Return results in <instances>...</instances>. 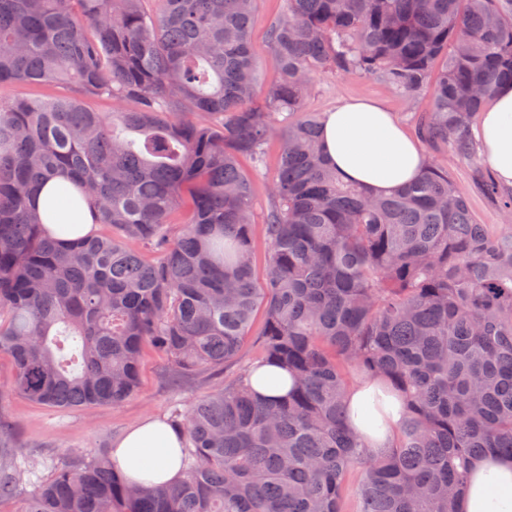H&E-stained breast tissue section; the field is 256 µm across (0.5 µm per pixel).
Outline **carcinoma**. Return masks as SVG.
I'll use <instances>...</instances> for the list:
<instances>
[{
	"mask_svg": "<svg viewBox=\"0 0 512 512\" xmlns=\"http://www.w3.org/2000/svg\"><path fill=\"white\" fill-rule=\"evenodd\" d=\"M257 0H0V85H69L0 97V355L11 391L51 408L117 405L152 345L173 379L238 362L258 308L261 357L167 423L182 477L133 484L106 451L74 452L28 483L0 427V502L19 512H457L473 460L512 457V222L481 224L432 162L372 196L327 164L323 117L304 111L321 73L413 93L433 150L474 162L475 188L512 218L473 124L512 86V0H284L264 53ZM105 96L114 112H93ZM279 131L271 205L251 175ZM60 173L107 234L65 244L30 207ZM267 265L257 277V240ZM263 365L292 379L265 399ZM379 378L406 414L376 450L346 425L345 393ZM355 509L344 508L346 478ZM69 90L70 88L54 87L47 85H12L4 88L0 87V96L4 98H9L12 96L20 95L29 98H42L62 94L65 91L69 92Z\"/></svg>",
	"mask_w": 512,
	"mask_h": 512,
	"instance_id": "1",
	"label": "carcinoma"
}]
</instances>
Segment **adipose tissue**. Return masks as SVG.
<instances>
[{
    "mask_svg": "<svg viewBox=\"0 0 512 512\" xmlns=\"http://www.w3.org/2000/svg\"><path fill=\"white\" fill-rule=\"evenodd\" d=\"M487 165L512 187V88L499 90L473 130ZM327 163L368 192L390 193L417 180L427 167L420 143L409 136L382 105L353 100L327 112L321 130ZM61 178L45 180L31 204L46 227L67 242L95 231L84 200L62 199ZM350 425L373 447L390 445L403 418L401 402L383 394L380 380L357 379L350 387ZM182 435L166 422L147 417L113 444L112 457L136 483L169 484L182 473ZM459 512H512V460L496 453L474 462Z\"/></svg>",
    "mask_w": 512,
    "mask_h": 512,
    "instance_id": "adipose-tissue-1",
    "label": "adipose tissue"
}]
</instances>
